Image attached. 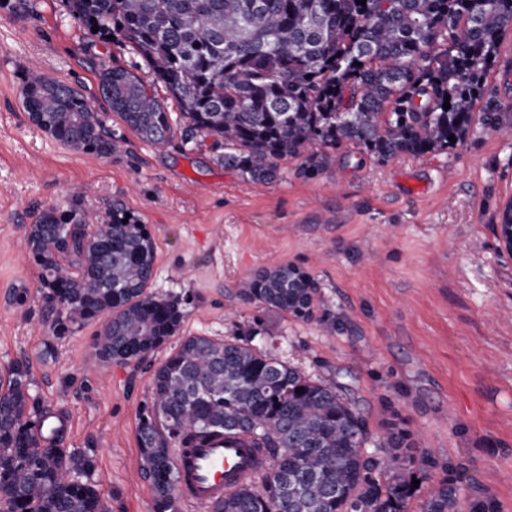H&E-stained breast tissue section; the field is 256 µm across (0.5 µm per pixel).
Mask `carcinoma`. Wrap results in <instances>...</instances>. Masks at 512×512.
<instances>
[{"label":"carcinoma","instance_id":"carcinoma-1","mask_svg":"<svg viewBox=\"0 0 512 512\" xmlns=\"http://www.w3.org/2000/svg\"><path fill=\"white\" fill-rule=\"evenodd\" d=\"M63 3L88 28L117 33L177 103L179 120L128 69H101L100 95L129 129L159 147L177 135L185 145L202 135L222 140L224 166L258 184L276 181L279 161L302 152L299 174L319 175L330 162L320 146L352 143L384 162L447 151L475 121L497 131L505 119L485 98V82L512 31V0ZM22 99L30 120L72 150L120 151L123 139L67 83L33 75ZM126 213L114 203L89 224L74 192L67 208L41 211L24 238L55 312L54 335L100 322L95 350L103 361L141 360L166 344L187 304L147 291L155 242ZM499 232L512 249V204ZM240 293L336 330L329 312H317V282L294 265L255 271ZM257 335L254 327L224 341L188 336L155 369L136 434L153 512H179L174 451L219 436L246 437L266 472L262 489L246 482L211 512H408L412 478L422 474L408 433L391 427L377 444L388 458L375 459L365 419L336 384L253 344ZM45 413L27 361L0 370V512H109L90 480L93 456L64 447L60 432L38 440ZM421 512H462L455 481L433 485Z\"/></svg>","mask_w":512,"mask_h":512}]
</instances>
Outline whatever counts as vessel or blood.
Instances as JSON below:
<instances>
[{"instance_id": "b4317fda", "label": "vessel or blood", "mask_w": 512, "mask_h": 512, "mask_svg": "<svg viewBox=\"0 0 512 512\" xmlns=\"http://www.w3.org/2000/svg\"><path fill=\"white\" fill-rule=\"evenodd\" d=\"M248 440L214 439L204 447L180 449L176 455L179 469L188 470L189 479L179 486L182 501L206 508L224 494L252 479L262 469L259 461H245L242 452Z\"/></svg>"}]
</instances>
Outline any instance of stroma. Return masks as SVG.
I'll list each match as a JSON object with an SVG mask.
<instances>
[{
  "label": "stroma",
  "instance_id": "obj_1",
  "mask_svg": "<svg viewBox=\"0 0 512 512\" xmlns=\"http://www.w3.org/2000/svg\"><path fill=\"white\" fill-rule=\"evenodd\" d=\"M32 2L21 14L0 0V366L27 361L33 394L68 423L66 447L95 456L91 480L110 512H152L136 430L155 368L182 338L224 340L253 326L282 359L345 387L372 437L392 422L409 430L426 460L409 512L449 477L464 503L512 512V252L498 237L512 202V123L385 162L347 143L312 179L299 174L302 157H287L267 185L225 168L223 142L159 149L114 114L107 125L122 149L76 152L30 121L21 95L29 72L65 81L107 112L98 73L119 65L170 112L178 107L121 39L89 30L62 0ZM486 88L501 110L512 107V33ZM75 186L88 222L118 200L148 224L151 291L187 301L177 335L146 361L100 362L92 324L52 332L40 270L21 240L37 212L65 207ZM280 264L315 278L335 332L240 297L254 271ZM21 286L31 301L20 309L10 292Z\"/></svg>",
  "mask_w": 512,
  "mask_h": 512
}]
</instances>
